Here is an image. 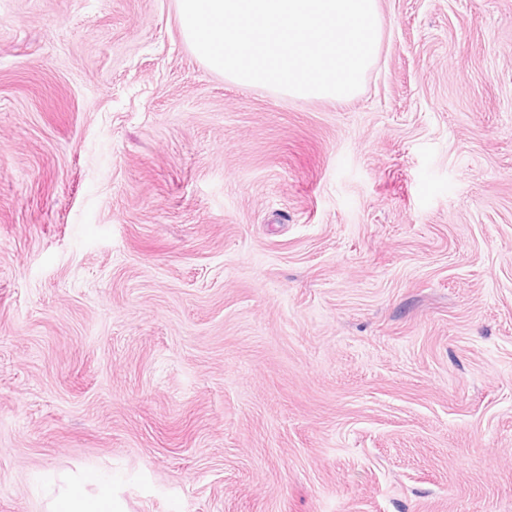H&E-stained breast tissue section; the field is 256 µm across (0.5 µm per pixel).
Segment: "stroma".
<instances>
[{
  "label": "stroma",
  "mask_w": 512,
  "mask_h": 512,
  "mask_svg": "<svg viewBox=\"0 0 512 512\" xmlns=\"http://www.w3.org/2000/svg\"><path fill=\"white\" fill-rule=\"evenodd\" d=\"M379 5L329 101L0 0V512H512V0ZM70 478L54 483L46 497V512H116L112 507L110 481L96 482L94 492L79 488Z\"/></svg>",
  "instance_id": "35a3bbf8"
}]
</instances>
